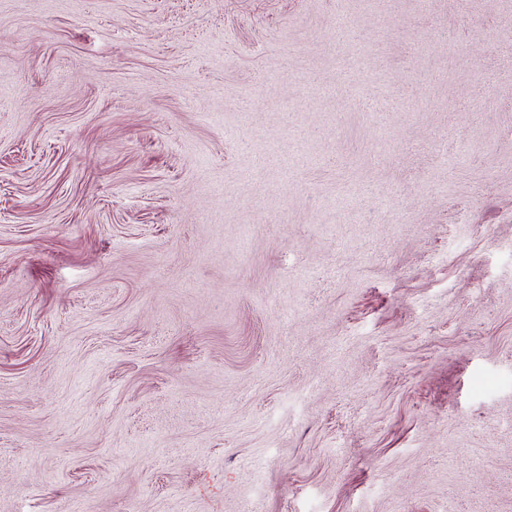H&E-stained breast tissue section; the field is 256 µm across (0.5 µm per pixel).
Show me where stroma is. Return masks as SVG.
Here are the masks:
<instances>
[{
  "label": "stroma",
  "mask_w": 512,
  "mask_h": 512,
  "mask_svg": "<svg viewBox=\"0 0 512 512\" xmlns=\"http://www.w3.org/2000/svg\"><path fill=\"white\" fill-rule=\"evenodd\" d=\"M73 502L512 512V0H0V512Z\"/></svg>",
  "instance_id": "35a3bbf8"
}]
</instances>
